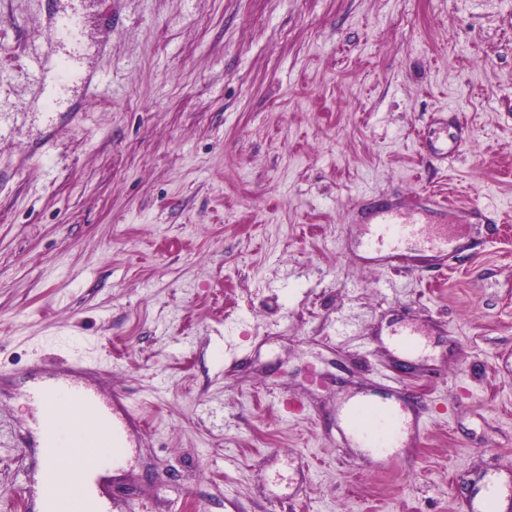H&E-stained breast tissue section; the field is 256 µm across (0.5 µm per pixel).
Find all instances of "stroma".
Here are the masks:
<instances>
[{"label":"stroma","mask_w":512,"mask_h":512,"mask_svg":"<svg viewBox=\"0 0 512 512\" xmlns=\"http://www.w3.org/2000/svg\"><path fill=\"white\" fill-rule=\"evenodd\" d=\"M72 10L102 92L33 109ZM0 103V512L66 359L143 420L110 512H474L494 475L512 512V0H0ZM438 195L444 265L366 247V201ZM369 394L424 436L358 448Z\"/></svg>","instance_id":"obj_1"}]
</instances>
